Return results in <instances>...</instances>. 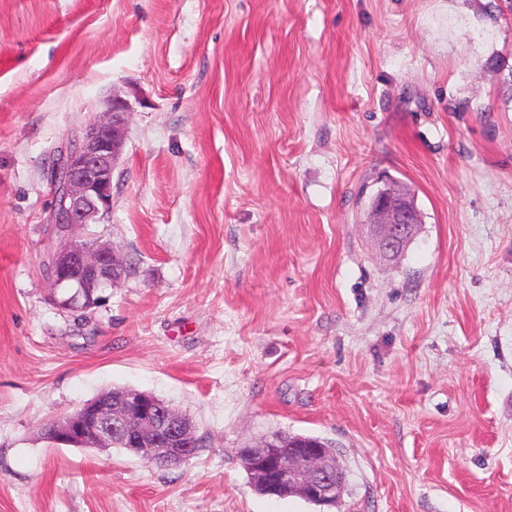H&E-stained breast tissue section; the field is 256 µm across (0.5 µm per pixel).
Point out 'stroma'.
I'll list each match as a JSON object with an SVG mask.
<instances>
[{"instance_id": "obj_1", "label": "stroma", "mask_w": 512, "mask_h": 512, "mask_svg": "<svg viewBox=\"0 0 512 512\" xmlns=\"http://www.w3.org/2000/svg\"><path fill=\"white\" fill-rule=\"evenodd\" d=\"M129 110L103 223L130 274L51 299L48 168ZM422 224L381 257L366 202ZM149 391L161 468L44 425ZM331 441V512H512V0H0V512H319L237 455Z\"/></svg>"}]
</instances>
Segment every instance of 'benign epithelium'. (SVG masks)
I'll use <instances>...</instances> for the list:
<instances>
[{
	"instance_id": "7a95c632",
	"label": "benign epithelium",
	"mask_w": 512,
	"mask_h": 512,
	"mask_svg": "<svg viewBox=\"0 0 512 512\" xmlns=\"http://www.w3.org/2000/svg\"><path fill=\"white\" fill-rule=\"evenodd\" d=\"M126 125V105L112 101L105 118L90 124L59 154L50 168L54 205L49 223L64 225L49 253L48 279L53 303L62 311L88 310L93 292L113 287L124 277L126 264L114 248L88 242L77 229L98 224L112 205V174L119 158ZM370 224L379 251L399 257L407 235L421 223L415 200L404 192L379 189L371 194ZM128 443V453L168 466L189 461L195 430L171 406H160L142 391L131 390L114 401L108 396L89 400L68 416L52 422L46 438L57 444L104 448L112 437ZM252 468L254 481L283 487L317 503L338 498L341 473L321 448L305 451L284 447L280 438L237 449Z\"/></svg>"
}]
</instances>
